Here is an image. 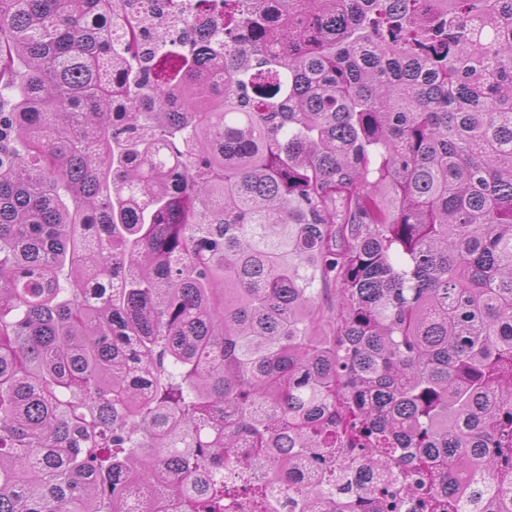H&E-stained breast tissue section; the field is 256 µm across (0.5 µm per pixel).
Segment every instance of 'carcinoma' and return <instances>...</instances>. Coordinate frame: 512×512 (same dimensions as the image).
<instances>
[{
  "label": "carcinoma",
  "instance_id": "obj_1",
  "mask_svg": "<svg viewBox=\"0 0 512 512\" xmlns=\"http://www.w3.org/2000/svg\"><path fill=\"white\" fill-rule=\"evenodd\" d=\"M0 0V512H313L345 445L512 512V0ZM189 0H168L164 1L163 5L168 8V13H176L180 15V20L183 25L189 29L192 28H208L210 27V18L207 15H201L197 13L184 12V5H187ZM179 21V23L181 22ZM179 23L174 26L177 27ZM173 27V28H174ZM288 480H307L304 474L295 472L283 473L276 481L277 486L280 487V491L272 494L271 502L273 507L271 508L272 512H293L294 509L292 507H288Z\"/></svg>",
  "mask_w": 512,
  "mask_h": 512
}]
</instances>
